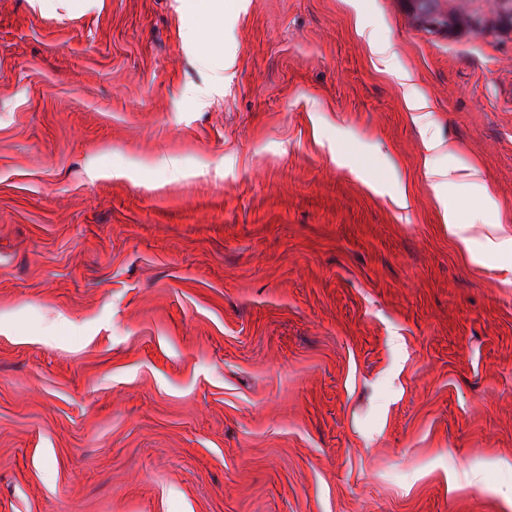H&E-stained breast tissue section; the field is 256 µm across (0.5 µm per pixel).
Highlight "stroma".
<instances>
[{
    "label": "stroma",
    "instance_id": "stroma-1",
    "mask_svg": "<svg viewBox=\"0 0 512 512\" xmlns=\"http://www.w3.org/2000/svg\"><path fill=\"white\" fill-rule=\"evenodd\" d=\"M193 24L0 0V512H512V34L237 0L207 63ZM392 74L398 78L403 85L408 86L407 93V107L410 112H417L415 119L423 124L424 127L428 128L431 124L429 120V106L425 98L414 88L412 84V77L408 72H404L398 69H392ZM425 146L429 153L425 160L426 173L436 198L443 205L445 224H447L450 232L457 237L458 241L469 250L470 239L466 235L469 225L458 224L454 211L448 209V189L454 186V181L451 178L454 166L452 164L446 166L436 164L434 158L440 150L439 144L432 138L425 142Z\"/></svg>",
    "mask_w": 512,
    "mask_h": 512
}]
</instances>
